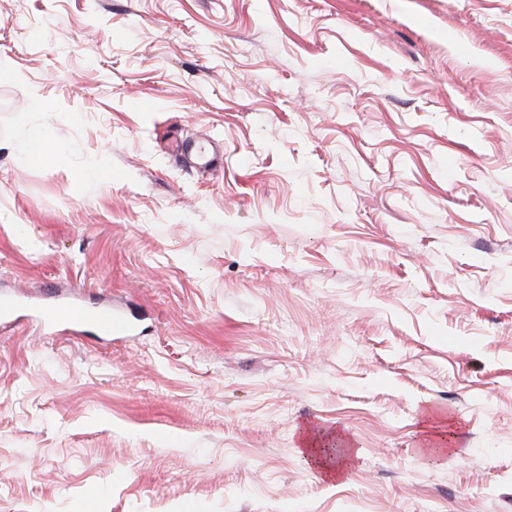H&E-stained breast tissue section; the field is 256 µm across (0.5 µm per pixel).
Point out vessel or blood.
<instances>
[{"label": "vessel or blood", "mask_w": 512, "mask_h": 512, "mask_svg": "<svg viewBox=\"0 0 512 512\" xmlns=\"http://www.w3.org/2000/svg\"><path fill=\"white\" fill-rule=\"evenodd\" d=\"M170 151L177 156L193 161L197 168L215 171L221 168L223 156L209 144L192 139L174 138L169 142ZM38 313L45 325L51 328L63 327L73 332H82L90 327L107 336H127L132 332L131 323L118 311L107 307H91L80 300L48 296Z\"/></svg>", "instance_id": "obj_1"}]
</instances>
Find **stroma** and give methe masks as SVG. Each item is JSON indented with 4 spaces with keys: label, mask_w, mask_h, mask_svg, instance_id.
<instances>
[{
    "label": "stroma",
    "mask_w": 512,
    "mask_h": 512,
    "mask_svg": "<svg viewBox=\"0 0 512 512\" xmlns=\"http://www.w3.org/2000/svg\"><path fill=\"white\" fill-rule=\"evenodd\" d=\"M0 68V292L141 325L0 327V512H512V0H0ZM56 151L57 147L50 142L43 126L35 125L29 128L22 145V153L25 158L49 163ZM168 145L175 156L191 159L199 169L217 171L222 167L223 155L221 151H215L205 142L187 138H172ZM47 303H39L37 310L45 325L63 327L73 332H83L91 327L107 336H129L131 323L118 311L108 306L91 308L80 300L51 295ZM329 439L336 442L338 448H319L321 439L314 436L310 431L305 432L304 436L300 433L303 448H299L302 456L310 459L316 466L321 468L330 478L339 477L344 469L357 458V450L349 447L344 441V436L336 432L333 436L329 434ZM334 454V455H333Z\"/></svg>",
    "instance_id": "stroma-1"
}]
</instances>
